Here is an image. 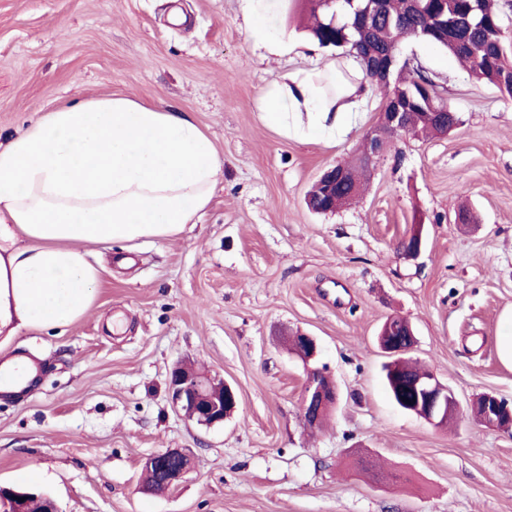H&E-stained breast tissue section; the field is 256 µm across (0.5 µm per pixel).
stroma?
<instances>
[{"instance_id":"obj_1","label":"stroma","mask_w":512,"mask_h":512,"mask_svg":"<svg viewBox=\"0 0 512 512\" xmlns=\"http://www.w3.org/2000/svg\"><path fill=\"white\" fill-rule=\"evenodd\" d=\"M305 8L284 0L277 19L305 54L263 57L238 0H0L1 145L57 106L119 93L185 113L224 161L210 206L179 236L93 246L101 284L82 318L0 344V359L44 368L25 396L0 397V484L47 492L59 512H512V433L402 411L377 345L388 317H406L411 358L461 405L485 392L512 402L496 350L512 311V98L406 41L401 59L433 75L457 127L398 137L356 203L313 213L307 191L359 154L386 92L332 141L260 119L257 99L281 74L336 57L311 41ZM464 204L478 223H452ZM417 224L412 259L397 244ZM296 330L315 336L314 364L340 393L319 430L300 415L309 365L282 342ZM179 363L230 382L237 412L211 427L177 413ZM166 448L192 469L146 492L142 466Z\"/></svg>"}]
</instances>
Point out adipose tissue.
Returning a JSON list of instances; mask_svg holds the SVG:
<instances>
[{"label": "adipose tissue", "instance_id": "1", "mask_svg": "<svg viewBox=\"0 0 512 512\" xmlns=\"http://www.w3.org/2000/svg\"><path fill=\"white\" fill-rule=\"evenodd\" d=\"M254 49L298 51L274 26L281 0H239ZM330 99L315 69H292L258 98L277 133L335 136L355 123L372 85L360 64ZM224 162L180 112L130 95L51 111L0 147V337L68 325L101 282L92 243L168 240L210 205Z\"/></svg>", "mask_w": 512, "mask_h": 512}]
</instances>
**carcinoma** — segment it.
<instances>
[{
    "label": "carcinoma",
    "instance_id": "cac0c4a2",
    "mask_svg": "<svg viewBox=\"0 0 512 512\" xmlns=\"http://www.w3.org/2000/svg\"><path fill=\"white\" fill-rule=\"evenodd\" d=\"M313 19L311 36L322 47H347L360 60L365 74L375 79L373 65L396 57L401 43L422 39L436 44L463 64L479 82L496 87L512 97V46L507 44L495 0H375L370 22L354 23L351 7L343 2L336 8L322 0H306ZM389 96L406 88L423 89L429 102L410 105L407 115L408 133L414 136L442 132L435 112L448 115V127L458 117L439 100L434 80L420 67L403 64L394 69ZM347 180L336 190V207L358 199L364 190L368 168L356 161L342 164Z\"/></svg>",
    "mask_w": 512,
    "mask_h": 512
}]
</instances>
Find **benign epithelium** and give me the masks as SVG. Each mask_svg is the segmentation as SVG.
Returning a JSON list of instances; mask_svg holds the SVG:
<instances>
[{
  "label": "benign epithelium",
  "mask_w": 512,
  "mask_h": 512,
  "mask_svg": "<svg viewBox=\"0 0 512 512\" xmlns=\"http://www.w3.org/2000/svg\"><path fill=\"white\" fill-rule=\"evenodd\" d=\"M407 99L395 97L386 101L379 114L376 126L365 135L364 149L360 160L371 164L381 155L389 140L407 133L405 106ZM347 175V171L331 165L322 170L317 182L323 189L317 210L321 213L336 212V183ZM423 225L418 224L406 237V246L401 252L406 257H415L424 247ZM294 354L305 361L317 356L318 346L314 337L301 333L285 338ZM381 351L398 362L409 353L415 344V334L410 322L402 316H391L382 324L378 334ZM326 375L322 368H311L303 389L300 412L303 424L313 428L330 414L339 402L337 389L327 388ZM169 398L173 408L183 416L201 425L221 424L238 408L239 398L235 389L224 378L215 375L192 374L177 366L168 379ZM395 404L402 410L414 414L436 426L459 416L463 409L455 394L433 374H419L408 379L404 392L399 394ZM470 412L479 421L500 428L507 423L506 430L512 431V406L493 393L480 395L470 405ZM155 466L163 476V486L170 488L178 484L192 468L191 457L176 448L159 451L146 460ZM24 494L0 486V512H28L27 502L20 501Z\"/></svg>",
  "instance_id": "7a95c632"
}]
</instances>
